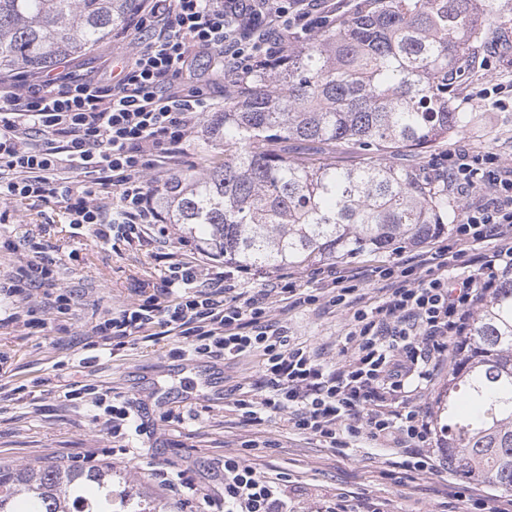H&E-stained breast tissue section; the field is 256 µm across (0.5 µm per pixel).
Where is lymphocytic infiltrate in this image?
Listing matches in <instances>:
<instances>
[{
	"mask_svg": "<svg viewBox=\"0 0 512 512\" xmlns=\"http://www.w3.org/2000/svg\"><path fill=\"white\" fill-rule=\"evenodd\" d=\"M335 23L329 0H147L126 25L136 43L119 80L67 69L37 80L20 68L0 82V200L53 202L102 243L143 240L162 221L148 175L197 167L188 142L214 107L198 60L209 58L214 79L232 86ZM436 169L483 202L465 212L446 246L380 269L381 304L357 306L354 275L331 265L311 270L310 288L288 271L256 288L244 284L241 269L174 255L160 288L103 312L90 348L173 335L185 356L257 354L258 380L233 402L243 421L278 418L343 455L364 438L404 448L403 465L415 471L447 464V453L431 445L435 415L425 393L451 366L448 345L477 304L512 274V166L492 152L461 150L440 157ZM109 188L116 203L107 208L97 194ZM484 244L491 252L481 253ZM475 249L478 269L449 277ZM62 275L38 255L14 267L0 283L14 307L8 322L71 311L77 296L59 287ZM324 298L352 310L334 365L271 320L272 300L303 307ZM221 471L223 491L209 500L210 512H292L287 477L266 475L238 455L225 457Z\"/></svg>",
	"mask_w": 512,
	"mask_h": 512,
	"instance_id": "1",
	"label": "lymphocytic infiltrate"
}]
</instances>
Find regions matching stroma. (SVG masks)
<instances>
[{"mask_svg": "<svg viewBox=\"0 0 512 512\" xmlns=\"http://www.w3.org/2000/svg\"><path fill=\"white\" fill-rule=\"evenodd\" d=\"M475 67L465 69L455 84L454 104L469 113L471 123L439 140L425 153L409 156L421 175L433 173L441 154L469 148L496 153L512 162V22L491 28L478 46ZM127 44L111 38L86 55L70 61L77 73L95 77L117 73V61L128 59ZM487 89L489 96L473 99ZM452 225L423 246L406 245L403 254L380 252L345 259L357 277L363 305L384 298L376 270L398 259H410L421 248L447 244ZM12 240V251L0 249V278L19 261L40 251L59 263L62 284L78 295L75 311L28 324L0 325V465L10 467L59 464L95 456L111 462L112 489L123 495L166 502L169 512L180 504L153 477L156 467L169 472H205L225 456L238 453L242 441L268 439L258 451V468L289 474L298 489L294 512H323L338 497L352 508L364 502L381 512H471L479 499L497 496L495 487L473 480L456 468L418 472L403 467V453L365 443L342 457L309 435L283 430L279 419L260 425L244 422L231 412L239 386L256 381L259 359L198 357L193 373H185L184 358L175 353L180 341L159 336L116 352L87 350L85 339L108 308L132 299L134 288L160 285L173 253H191L194 238L182 225L165 224L150 244L128 246L98 243L86 228L69 224L54 205L25 199L0 200V241ZM348 309L320 302L307 307L276 304L275 318L288 324L292 341L310 346L322 360L336 363L349 330ZM224 378V392L215 395L203 385L210 373ZM92 383L108 398L128 402L144 434L130 437L127 454H113L105 417L89 403L70 401L66 392ZM183 414L181 424L165 423L167 412Z\"/></svg>", "mask_w": 512, "mask_h": 512, "instance_id": "35a3bbf8", "label": "stroma"}]
</instances>
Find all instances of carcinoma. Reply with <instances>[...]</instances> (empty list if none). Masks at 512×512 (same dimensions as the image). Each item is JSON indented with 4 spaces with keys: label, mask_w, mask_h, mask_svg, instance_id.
Wrapping results in <instances>:
<instances>
[{
    "label": "carcinoma",
    "mask_w": 512,
    "mask_h": 512,
    "mask_svg": "<svg viewBox=\"0 0 512 512\" xmlns=\"http://www.w3.org/2000/svg\"><path fill=\"white\" fill-rule=\"evenodd\" d=\"M141 0H0V77L33 74L112 37ZM512 0H367L317 39L263 62L207 125L224 160L156 184L165 223L244 270L299 269L428 239L457 221L448 188L395 161L466 127L450 87ZM348 142L357 162L278 144ZM436 410L448 462L512 492V279L454 342ZM0 512H114L112 464L0 468Z\"/></svg>",
    "instance_id": "obj_1"
}]
</instances>
